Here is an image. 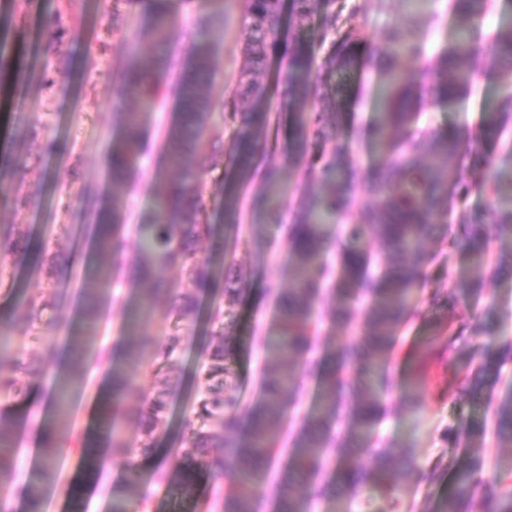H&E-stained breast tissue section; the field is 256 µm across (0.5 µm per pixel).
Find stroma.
Masks as SVG:
<instances>
[{"label": "stroma", "instance_id": "obj_1", "mask_svg": "<svg viewBox=\"0 0 512 512\" xmlns=\"http://www.w3.org/2000/svg\"><path fill=\"white\" fill-rule=\"evenodd\" d=\"M362 9L350 22L372 40H381L385 30L400 19L413 17L417 27L428 30L429 54H438L451 41L454 20L448 0H425L420 8L404 0H359ZM175 14L186 38L198 34L200 17L224 25V41L214 52L216 77L210 89L214 101H222L231 79L243 66L239 35L244 26L243 0H0V18L7 19L5 40L13 48L1 65L18 74L19 82L8 91L22 106L12 119H0V224H19L33 245L46 246L50 253L66 256L72 268L81 269L94 253L90 222L81 209L80 198L89 194L100 201L109 199L108 152L112 139L121 131L123 114L131 107L112 79L113 54L121 34H139L129 53L146 57L153 46L140 29L158 7ZM382 81L372 67L355 70L345 77L347 92L339 117V138L347 142L349 156L361 175H368L376 162L370 129L376 108L375 93ZM503 82L490 74L468 90L453 106L426 104L421 126L441 128L456 125L475 131L485 117V106L497 96ZM177 117L174 100L145 122L150 146L140 170L124 194L128 223H137L146 213L158 189L157 170L164 168L162 139ZM32 129L37 139L25 173L13 171L15 156L23 151L22 130ZM486 200L471 192L464 207L455 209L447 223L437 225L427 248L435 258L425 270L421 288L413 297L415 315L396 333L389 363L392 390L384 402L385 414L377 425L387 451L409 447L415 471L405 473L399 492L400 512H436L439 501L453 489L454 475L468 457L456 442L460 425L486 419L489 410L512 389V355L501 363L498 374L487 375L478 398L462 393L459 382L470 374L487 348L512 340V278H485L479 289H470L471 264L462 247L454 244L464 218L484 212ZM224 257L245 272L252 287L287 284L290 256L281 230L267 225L260 238L244 235L224 241ZM19 288L61 293L63 300L48 304L34 320L33 328L15 337L13 347L23 357L43 356L45 372L31 380L24 397L12 400L11 409L32 416L43 415V405L61 377V354L67 348L64 329L73 325L81 308L82 295L75 279L48 277L41 262L14 254L0 261ZM466 312V322L456 321ZM278 307L273 300L240 304L236 361V392L242 402L252 403L262 394L260 358L251 348L252 339L273 331ZM492 329H485L486 318ZM58 327L57 351L44 355L40 338L48 324ZM148 329L157 342L180 339L178 361L167 369L154 352H146L143 381L154 387L159 380L174 382L167 397L169 422L153 437L148 453L139 455L137 488L126 485L124 459L104 452L96 481L78 508L57 495L63 485L75 484L81 474L79 451L58 463L55 477L42 499L40 512H111L113 489H123L128 500L140 492L149 496V512H194L195 498L175 487V463L187 446L188 422L199 419L198 381L207 364L204 350L216 327L200 320L194 329L178 324L174 315L156 313ZM432 353V382L420 395L418 412L404 410L398 392L404 384L416 351ZM103 372L89 368L86 383L73 403L69 428L85 433L95 417L98 384Z\"/></svg>", "mask_w": 512, "mask_h": 512}]
</instances>
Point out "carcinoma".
<instances>
[{
  "label": "carcinoma",
  "instance_id": "cac0c4a2",
  "mask_svg": "<svg viewBox=\"0 0 512 512\" xmlns=\"http://www.w3.org/2000/svg\"><path fill=\"white\" fill-rule=\"evenodd\" d=\"M244 3L245 65L235 87L218 104L209 89L214 79L213 47L221 35L209 21L201 23L208 39L192 43L186 65L178 62L177 19L164 8L151 13L142 29L155 46L150 57L127 60L116 50L113 81L133 107L125 115L122 136L111 143L112 207L82 199L84 208L94 213L93 237L103 265L83 270L86 303L81 328L89 338L70 337L71 350L80 362L109 358L104 348H91L90 335L100 301L111 287L112 270L127 260L142 287L138 305L124 303L126 329L140 338L137 347L125 354L137 365L153 344L147 322L156 310L171 303L177 320L189 329L199 317L198 294L220 289L221 299L212 303L208 319L221 326V340L212 348L210 367L199 383L201 415L210 424L192 430L179 469L181 487L192 492L203 476L219 482L231 474L223 512H255L282 427L291 405L300 401L302 379L314 376L320 380L319 391L282 465L280 512H307L312 502H322L326 512H336V504L357 485L375 488L387 502L388 512H398L395 492L413 460L405 452L398 459L384 451L382 439L374 433L391 387L387 366L394 337L411 317V296L430 261L423 241L476 189L487 196L490 209L461 226L463 246L476 274L472 283L483 282L490 271L497 277L506 270L512 273V169H494L498 148L512 123V22L501 24L487 40L473 20L488 9V0H450L454 36L429 65L425 34L400 23L382 43L355 26L341 31L338 23L344 0H289L287 6L284 0ZM316 13L320 26L307 40L304 30ZM318 46L325 47V55L317 65ZM277 53L285 73L272 93L259 73L269 55ZM402 60H411L417 67L403 70ZM363 62L380 69L385 82L374 128L378 160L368 184L373 205L359 209V173L347 147L337 144L328 149L326 144L336 140L334 119L343 105L342 90L332 80ZM315 65L318 74L313 77ZM489 71L506 81L505 91L487 106L488 115L477 135L455 126L432 130L417 126V108L429 90L452 104ZM168 92L180 107L179 120L164 139L168 167L175 175L158 174L160 188L153 209L131 229L121 202L146 152L143 115L157 111L162 94ZM217 114L238 117L244 126L240 150L231 160L238 180L225 188L223 226L215 223L207 181L212 162L222 151L206 135ZM284 114L288 115V140L281 146L278 140H270V126L271 119ZM278 148L304 183L290 222L284 225L292 257L291 288L284 292L270 284L263 290V295L276 298L280 319L275 334L258 344L263 359L262 398L243 404L233 392L237 324L232 308L244 300L248 284L239 275L224 274L223 250L204 257L198 244L219 238L222 228L228 237L258 229L256 224H243V178L248 174L260 176L263 185V192L252 198V211L279 222L276 193L281 171L267 164L269 153ZM464 158L475 171L469 183L461 180L459 161ZM489 223L500 240L496 255L490 249ZM132 235L136 243L131 249ZM372 240L382 244L375 253L368 248ZM23 241L18 225L0 224L3 251L11 252ZM168 267L179 268L192 281L194 291L170 298L160 277ZM325 294L334 301L331 323L346 331L360 319L363 335L352 336L315 359L310 356L312 331L323 321L316 304ZM18 301L30 315L47 304L43 294L22 291ZM21 328H29V323H0L1 400L20 396L30 379L42 374L39 364L23 359L12 348ZM510 353L511 345L487 352L461 382L460 390L478 394L485 372ZM426 384L420 362L401 389V402L413 404ZM130 399L142 403L138 419L143 449L152 447L155 432L168 423V406L163 394L154 397L146 391L141 372L112 370V401L100 420L108 446L126 460L128 479L134 484L139 464L122 433V425L129 421L125 403ZM13 426L14 415L0 408V473L15 468ZM492 431L499 447L512 448V391L494 405ZM485 434L484 425L465 423L457 438L471 453L473 439ZM74 445L84 446L86 441L79 434L51 439L42 449L43 478L50 477L57 458ZM511 475L512 457L497 464L492 478L483 474L481 465L461 468L453 492L442 499L437 512H461L462 504L473 497L479 498L483 512H512V491L503 489Z\"/></svg>",
  "mask_w": 512,
  "mask_h": 512
}]
</instances>
